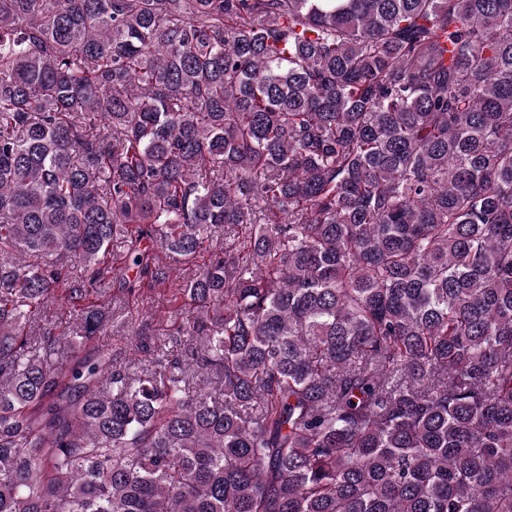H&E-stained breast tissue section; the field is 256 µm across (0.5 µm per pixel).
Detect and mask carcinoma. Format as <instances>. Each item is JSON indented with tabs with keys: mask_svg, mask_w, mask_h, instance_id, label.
Segmentation results:
<instances>
[{
	"mask_svg": "<svg viewBox=\"0 0 512 512\" xmlns=\"http://www.w3.org/2000/svg\"><path fill=\"white\" fill-rule=\"evenodd\" d=\"M0 512H512V0H0ZM165 286L156 288H142V303L140 302V310L142 313L139 319V326L143 332V336H128L125 332H112L110 336H106L104 341L108 342L112 349V361L117 367L127 370L138 371L152 365L153 368H159L158 362L163 353L157 351L155 340L157 337L164 339L166 343L165 353L177 354L183 352L187 348L186 337L184 336H162L171 329L174 317H170L171 313L162 302L160 293L165 291ZM68 311L69 308L60 306V301L49 303L39 320L41 330L40 332L37 331L36 336H42V332L44 331H51L57 335L63 329L69 317H72Z\"/></svg>",
	"mask_w": 512,
	"mask_h": 512,
	"instance_id": "cac0c4a2",
	"label": "carcinoma"
}]
</instances>
